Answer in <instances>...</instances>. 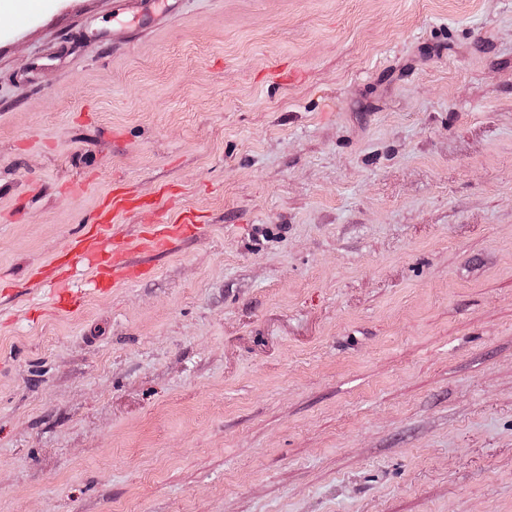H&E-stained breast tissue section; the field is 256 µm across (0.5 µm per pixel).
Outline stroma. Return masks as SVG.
Listing matches in <instances>:
<instances>
[{
	"mask_svg": "<svg viewBox=\"0 0 512 512\" xmlns=\"http://www.w3.org/2000/svg\"><path fill=\"white\" fill-rule=\"evenodd\" d=\"M1 27L0 512H512V0ZM116 184L147 273L58 308ZM198 215L192 211L182 212L175 220H161L159 224H150L141 238L154 251L165 250L175 239L195 234L199 228Z\"/></svg>",
	"mask_w": 512,
	"mask_h": 512,
	"instance_id": "35a3bbf8",
	"label": "stroma"
}]
</instances>
